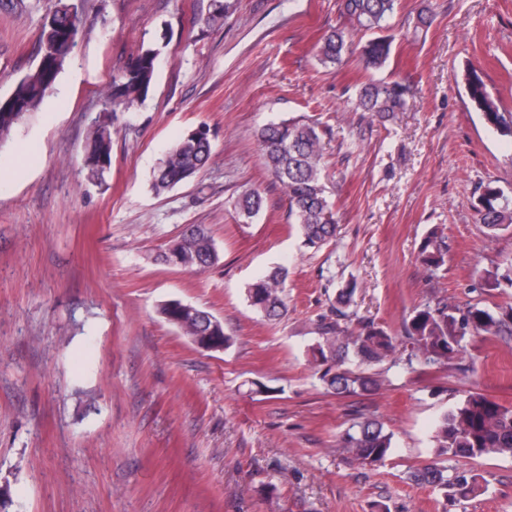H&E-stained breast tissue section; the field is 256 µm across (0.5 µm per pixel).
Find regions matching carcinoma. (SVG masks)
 I'll list each match as a JSON object with an SVG mask.
<instances>
[{
    "label": "carcinoma",
    "instance_id": "1",
    "mask_svg": "<svg viewBox=\"0 0 512 512\" xmlns=\"http://www.w3.org/2000/svg\"><path fill=\"white\" fill-rule=\"evenodd\" d=\"M397 0H339L342 22L328 31L317 45L316 55L324 66H335L350 51V33L357 28L374 29L394 13ZM227 0H212L208 14L201 22L210 27L224 21L229 13ZM54 28L42 30L40 62L21 78L10 96L0 99V143L55 87L70 55L51 52L53 41L76 43L83 18L71 10L67 0H59L53 12ZM391 54V41L377 38L362 47L364 67L378 70ZM159 50L141 46L123 68L112 77L105 97L110 112L93 122L84 146V169L87 179L95 184L105 181L103 163L112 158L111 114L128 112L148 98L154 84ZM471 102L486 123L499 135L512 139V112H504L491 97L477 71L466 77ZM411 94V87L398 80H371L358 95L357 108L384 117L400 112ZM263 165L272 181L280 184L287 200L288 223L295 226L302 244L320 248L336 238L337 221L322 184L323 146L318 124L305 119L270 122L257 131ZM211 157L208 134L188 135L175 143L153 173L151 187L160 194L193 179ZM265 198L256 188L244 190L235 208L244 217H256ZM477 211L488 238L512 226V196L497 186L488 185L479 196ZM172 253L160 254L169 264L187 269L204 270L218 254L214 240L200 225H191L180 235ZM447 246L443 230L433 229L421 243L419 258L428 267L439 269L446 263ZM287 271L278 268L250 283L246 295L250 306L270 321L287 313ZM490 288H512V264L485 272ZM355 286L347 285L336 296L332 317L319 326V341L311 348L312 364L319 379L338 395L364 394L378 389L368 368L393 357L398 350L396 337L372 320L352 323L350 307ZM159 314L182 335L194 343H205L217 349L230 346L231 337L224 333L223 323L210 312L179 299L167 300L159 306ZM411 344L409 357L426 365L447 364L462 350L467 336L512 340V305L491 312L476 305H450L440 299L415 311L405 326ZM393 433L382 421L365 417L353 423L339 437V446L350 455V462L362 467L382 464L392 448ZM435 447L450 458L475 459L488 455H512V405L501 404L475 392L444 413L434 429ZM408 479L432 486L455 502L480 489V475L456 468L448 473L431 461L408 473Z\"/></svg>",
    "mask_w": 512,
    "mask_h": 512
}]
</instances>
